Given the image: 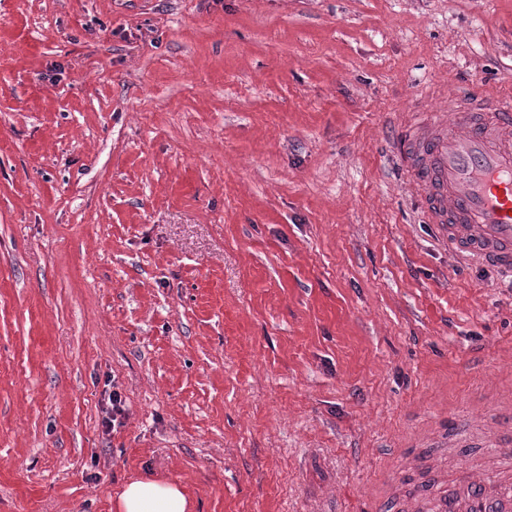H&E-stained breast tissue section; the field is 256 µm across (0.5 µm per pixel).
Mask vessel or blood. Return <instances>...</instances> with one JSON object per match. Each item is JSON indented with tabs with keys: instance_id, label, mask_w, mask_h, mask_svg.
Instances as JSON below:
<instances>
[{
	"instance_id": "obj_1",
	"label": "vessel or blood",
	"mask_w": 512,
	"mask_h": 512,
	"mask_svg": "<svg viewBox=\"0 0 512 512\" xmlns=\"http://www.w3.org/2000/svg\"><path fill=\"white\" fill-rule=\"evenodd\" d=\"M398 149L424 213L462 260L512 274V98L449 100L447 113L416 110ZM512 479L470 469L432 512H506Z\"/></svg>"
}]
</instances>
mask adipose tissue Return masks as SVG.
Returning <instances> with one entry per match:
<instances>
[{
    "mask_svg": "<svg viewBox=\"0 0 512 512\" xmlns=\"http://www.w3.org/2000/svg\"><path fill=\"white\" fill-rule=\"evenodd\" d=\"M114 512H192L186 490L173 481L140 477L129 479L117 491Z\"/></svg>",
    "mask_w": 512,
    "mask_h": 512,
    "instance_id": "ef3b65f1",
    "label": "adipose tissue"
}]
</instances>
